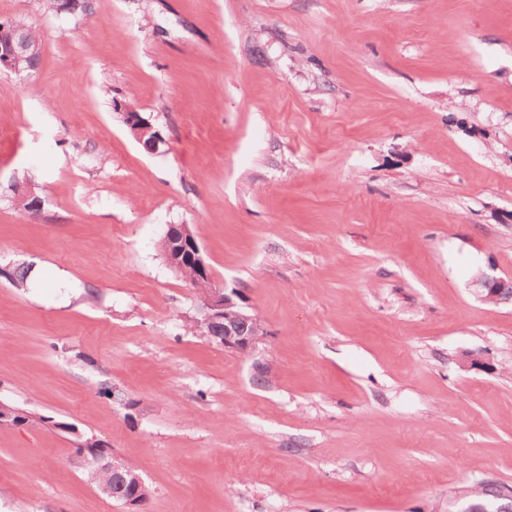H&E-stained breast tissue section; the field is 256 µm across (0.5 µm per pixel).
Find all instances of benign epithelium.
<instances>
[{"mask_svg":"<svg viewBox=\"0 0 512 512\" xmlns=\"http://www.w3.org/2000/svg\"><path fill=\"white\" fill-rule=\"evenodd\" d=\"M34 50L27 27L17 22L0 25V66L11 69L17 76L27 78L35 72L29 68L22 70L18 62L30 56ZM124 124L143 148L152 152L161 141L159 132L153 130L151 124L141 114L128 107L121 113ZM166 262L180 271L183 269L182 257L188 250L192 251V259L200 265H206L204 255L192 231L186 224H170L166 233ZM474 294L485 302H500L499 295L504 291L506 283L495 276L480 273L473 281ZM238 294L213 288L204 296L201 305V319L211 327L210 337L228 352L248 353L266 335L262 320L254 313L244 309L236 301ZM100 467L112 473V484L101 487L108 497L134 509L140 501L131 490L143 483L137 475L133 481L125 477L127 465L116 458L100 462Z\"/></svg>","mask_w":512,"mask_h":512,"instance_id":"1","label":"benign epithelium"}]
</instances>
